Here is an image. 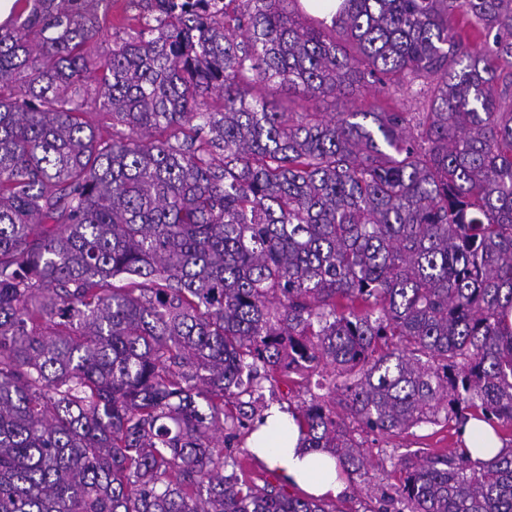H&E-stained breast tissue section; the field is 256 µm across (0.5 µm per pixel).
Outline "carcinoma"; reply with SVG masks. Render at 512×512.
I'll return each mask as SVG.
<instances>
[{"label":"carcinoma","instance_id":"cac0c4a2","mask_svg":"<svg viewBox=\"0 0 512 512\" xmlns=\"http://www.w3.org/2000/svg\"><path fill=\"white\" fill-rule=\"evenodd\" d=\"M139 2L104 59L110 0L0 25V512H337L228 450L293 374L350 478L358 429L486 421L507 452L408 450L386 499L512 512V0ZM368 81L428 108L320 110ZM147 11L135 6L128 0H112V4L103 22L104 31L102 36L87 45V51L94 55L105 57L112 50V40L117 34L126 38V32L138 28L145 22Z\"/></svg>","mask_w":512,"mask_h":512}]
</instances>
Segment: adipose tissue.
<instances>
[{
  "instance_id": "ef3b65f1",
  "label": "adipose tissue",
  "mask_w": 512,
  "mask_h": 512,
  "mask_svg": "<svg viewBox=\"0 0 512 512\" xmlns=\"http://www.w3.org/2000/svg\"><path fill=\"white\" fill-rule=\"evenodd\" d=\"M300 438L294 417L274 409L255 432L251 449L288 485L317 498L338 497L345 489V481L336 468L335 459L325 452L301 448ZM462 441L475 459L489 460L503 450L492 427L477 418L467 421Z\"/></svg>"
}]
</instances>
